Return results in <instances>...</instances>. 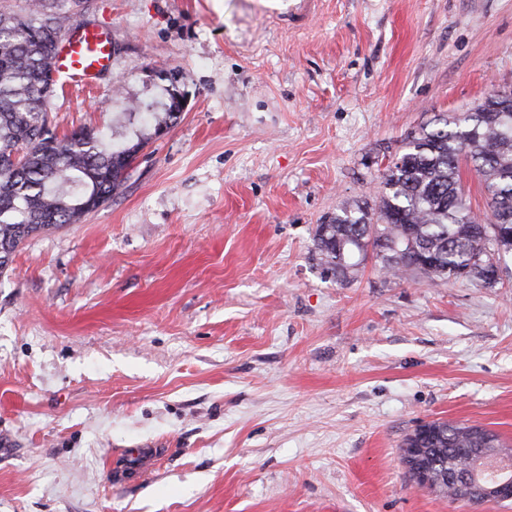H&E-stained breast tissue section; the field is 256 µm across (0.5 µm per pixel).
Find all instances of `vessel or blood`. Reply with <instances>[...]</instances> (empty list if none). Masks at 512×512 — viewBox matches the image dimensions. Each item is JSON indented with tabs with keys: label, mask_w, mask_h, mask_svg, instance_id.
I'll list each match as a JSON object with an SVG mask.
<instances>
[{
	"label": "vessel or blood",
	"mask_w": 512,
	"mask_h": 512,
	"mask_svg": "<svg viewBox=\"0 0 512 512\" xmlns=\"http://www.w3.org/2000/svg\"><path fill=\"white\" fill-rule=\"evenodd\" d=\"M321 0H269L277 19L295 24L315 16ZM51 67L64 84L90 88L95 86L112 62V38L105 30L87 26L71 31L52 49Z\"/></svg>",
	"instance_id": "1"
}]
</instances>
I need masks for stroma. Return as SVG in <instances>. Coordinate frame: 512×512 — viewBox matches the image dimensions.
Returning a JSON list of instances; mask_svg holds the SVG:
<instances>
[{
    "instance_id": "35a3bbf8",
    "label": "stroma",
    "mask_w": 512,
    "mask_h": 512,
    "mask_svg": "<svg viewBox=\"0 0 512 512\" xmlns=\"http://www.w3.org/2000/svg\"><path fill=\"white\" fill-rule=\"evenodd\" d=\"M112 68L48 120L148 141L121 194L0 274V512H512L410 479L423 422L512 450V254L499 283L327 272L317 224L375 201L434 115L512 88V0H58ZM184 108L163 135L135 104ZM159 460L117 482L127 451ZM268 8L281 21H288V28L315 16L321 6V0H265Z\"/></svg>"
}]
</instances>
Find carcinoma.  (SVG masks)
I'll return each mask as SVG.
<instances>
[{
	"label": "carcinoma",
	"mask_w": 512,
	"mask_h": 512,
	"mask_svg": "<svg viewBox=\"0 0 512 512\" xmlns=\"http://www.w3.org/2000/svg\"><path fill=\"white\" fill-rule=\"evenodd\" d=\"M65 18L51 0H28L21 13L0 12V273L32 234L74 224L119 194L134 156L144 147L114 145L87 127L59 137L48 126L55 90L52 48ZM173 93L154 133L169 127L182 108ZM472 165L492 191L493 220L476 218L461 179ZM374 206L342 203L314 234L326 269L346 275L354 254L381 257L382 268L431 282L476 280L493 287L490 269L512 253V111L486 98L464 112L443 113L408 135L402 152L381 173ZM409 434L406 448L425 449L434 492L456 499L448 476L467 470L477 448H497L495 435L475 426L436 420Z\"/></svg>",
	"instance_id": "cac0c4a2"
}]
</instances>
